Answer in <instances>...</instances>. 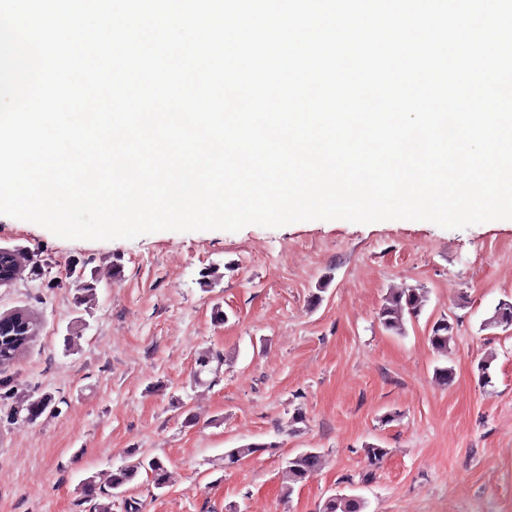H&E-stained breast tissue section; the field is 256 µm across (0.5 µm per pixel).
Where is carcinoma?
Listing matches in <instances>:
<instances>
[{"instance_id": "cac0c4a2", "label": "carcinoma", "mask_w": 512, "mask_h": 512, "mask_svg": "<svg viewBox=\"0 0 512 512\" xmlns=\"http://www.w3.org/2000/svg\"><path fill=\"white\" fill-rule=\"evenodd\" d=\"M80 288L75 302L84 305L93 300L98 276L95 273L85 275L78 272ZM424 305V295L418 288H408L403 291L393 292L384 299L378 312L381 325L393 333H401L404 324V316L418 315ZM8 326L0 329V350L9 354L7 358H1V363H9L23 353L35 334V323L31 315L25 311H18L4 317ZM487 325L508 328L512 326V301H501L495 307ZM453 323L447 318L437 320L431 327L429 342L433 349L442 355L448 354L449 343L453 336ZM52 404V398L41 396L30 401L26 407V416L34 419L42 415ZM260 445L249 444L242 448H233L224 457V465L234 461H240L258 451ZM321 464V455L314 449L304 450L288 459L286 474L291 484L303 481L311 472ZM148 470L152 474V482L155 487L162 488L167 483V468L163 460L152 458L145 460L138 458L131 461L112 473L111 489L118 493L130 484L140 470ZM365 502L362 498L353 495H335L329 497L323 504L320 512H364Z\"/></svg>"}]
</instances>
